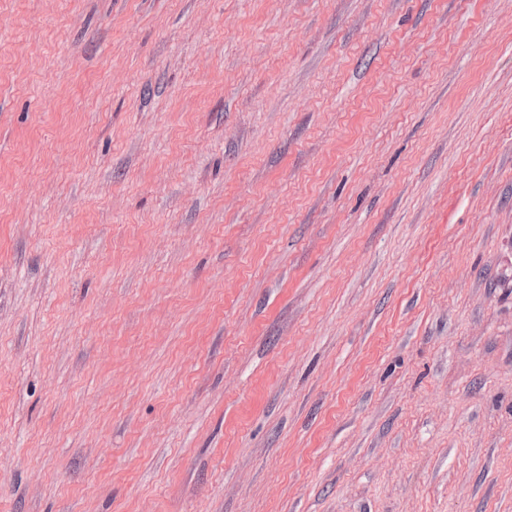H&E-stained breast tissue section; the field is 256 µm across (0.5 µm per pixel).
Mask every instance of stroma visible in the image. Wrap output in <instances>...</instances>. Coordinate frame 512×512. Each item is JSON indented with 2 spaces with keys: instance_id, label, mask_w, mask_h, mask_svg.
<instances>
[{
  "instance_id": "35a3bbf8",
  "label": "stroma",
  "mask_w": 512,
  "mask_h": 512,
  "mask_svg": "<svg viewBox=\"0 0 512 512\" xmlns=\"http://www.w3.org/2000/svg\"><path fill=\"white\" fill-rule=\"evenodd\" d=\"M0 512H512V0H0Z\"/></svg>"
}]
</instances>
